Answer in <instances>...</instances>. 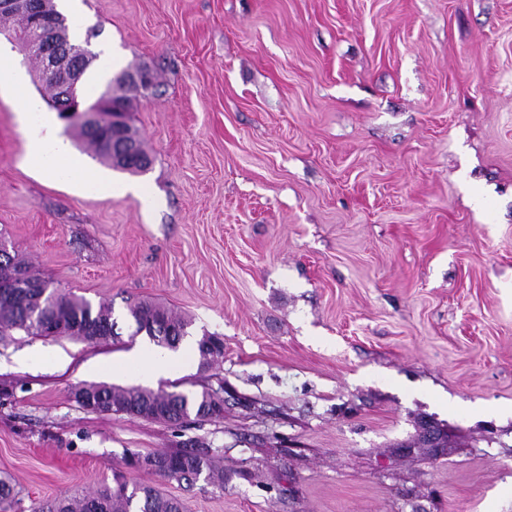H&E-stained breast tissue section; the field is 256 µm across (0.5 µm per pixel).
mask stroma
I'll use <instances>...</instances> for the list:
<instances>
[{
	"label": "stroma",
	"instance_id": "1",
	"mask_svg": "<svg viewBox=\"0 0 512 512\" xmlns=\"http://www.w3.org/2000/svg\"><path fill=\"white\" fill-rule=\"evenodd\" d=\"M152 164L96 157L41 100L0 88V242L56 288L111 305L117 341L0 338V478L32 501L122 472L186 512H512V0H80ZM112 184L37 174L32 136ZM191 321L159 376L128 307ZM224 340L212 368L194 346ZM224 388V417L92 412L90 384ZM448 445H419L421 421ZM212 448L224 486L131 470Z\"/></svg>",
	"mask_w": 512,
	"mask_h": 512
}]
</instances>
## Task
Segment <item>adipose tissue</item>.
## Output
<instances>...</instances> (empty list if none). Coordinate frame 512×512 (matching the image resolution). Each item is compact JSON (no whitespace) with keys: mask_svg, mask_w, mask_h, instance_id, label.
<instances>
[{"mask_svg":"<svg viewBox=\"0 0 512 512\" xmlns=\"http://www.w3.org/2000/svg\"><path fill=\"white\" fill-rule=\"evenodd\" d=\"M28 153L36 167L54 179L79 183L86 192L93 194L112 192L111 184L104 182L95 170L80 165L65 144L48 150L42 140L34 138L28 143Z\"/></svg>","mask_w":512,"mask_h":512,"instance_id":"ef3b65f1","label":"adipose tissue"}]
</instances>
